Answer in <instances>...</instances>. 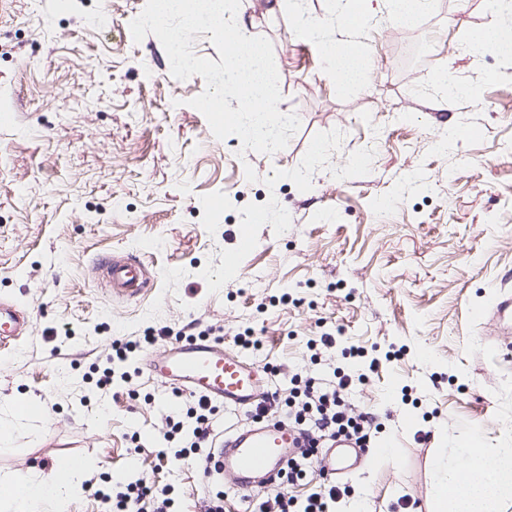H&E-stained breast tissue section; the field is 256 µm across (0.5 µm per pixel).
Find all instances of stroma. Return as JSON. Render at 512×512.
Here are the masks:
<instances>
[{
  "instance_id": "35a3bbf8",
  "label": "stroma",
  "mask_w": 512,
  "mask_h": 512,
  "mask_svg": "<svg viewBox=\"0 0 512 512\" xmlns=\"http://www.w3.org/2000/svg\"><path fill=\"white\" fill-rule=\"evenodd\" d=\"M145 5L0 0V300L32 316L0 352V475L80 458L68 512H99L97 490L138 472L197 512L196 464L157 467L170 389L143 371L97 389L111 341L193 323L229 345L248 330V357L285 389L345 366L310 361L308 341L330 332L370 357L404 351L349 396L381 432L343 512L405 498L434 512L435 455L469 435L512 444V334L483 313L512 294V61L469 51L493 19L486 0H432L410 25L377 0L357 34L370 69L348 90L291 5L241 0L249 35L273 45L278 109L300 119L272 154L213 136L189 104L205 80L173 78L155 35L134 42ZM438 75L479 94L444 102ZM449 123L465 135L442 154ZM112 253L148 266L150 297L112 299L94 269ZM20 401L39 414L15 418Z\"/></svg>"
}]
</instances>
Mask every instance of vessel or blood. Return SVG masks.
I'll list each match as a JSON object with an SVG mask.
<instances>
[{
    "label": "vessel or blood",
    "instance_id": "b4317fda",
    "mask_svg": "<svg viewBox=\"0 0 512 512\" xmlns=\"http://www.w3.org/2000/svg\"><path fill=\"white\" fill-rule=\"evenodd\" d=\"M101 281L118 298H136L149 287L141 261L116 255L101 258ZM32 325L30 313L12 302H0V349H9ZM144 370L162 385L223 403L235 410L255 408L267 392V370L217 341L172 342L165 353H145ZM305 442L298 432L279 423L249 424L211 441L210 452L198 463L202 484L228 475L238 493L268 484L282 473L289 457ZM365 453L353 441L339 439L326 448L321 465L331 476L358 469Z\"/></svg>",
    "mask_w": 512,
    "mask_h": 512
}]
</instances>
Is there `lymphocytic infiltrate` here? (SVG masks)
<instances>
[{"label":"lymphocytic infiltrate","instance_id":"lymphocytic-infiltrate-1","mask_svg":"<svg viewBox=\"0 0 512 512\" xmlns=\"http://www.w3.org/2000/svg\"><path fill=\"white\" fill-rule=\"evenodd\" d=\"M355 380V375L348 373L330 381L297 373L291 378L288 396L271 392L267 403L255 409L253 420L301 427L308 434L309 449L302 459L289 462L286 477L273 498L242 500V512H336L337 504L351 497L353 488L349 482L315 476L314 470L319 466L318 450L326 441L346 436L360 447L372 445L373 415L355 412L347 400ZM177 408V417L169 419L162 434L165 447L157 459L163 465L176 459L202 458L218 412L214 403L195 396L180 400ZM302 482L310 483L311 491L298 499L289 489ZM170 503L167 487L156 485L144 474L124 484L115 494L101 497L102 512H167Z\"/></svg>","mask_w":512,"mask_h":512}]
</instances>
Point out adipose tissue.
<instances>
[{"label": "adipose tissue", "mask_w": 512, "mask_h": 512, "mask_svg": "<svg viewBox=\"0 0 512 512\" xmlns=\"http://www.w3.org/2000/svg\"><path fill=\"white\" fill-rule=\"evenodd\" d=\"M336 23L345 32L331 38L327 27L304 10L296 12L297 31L319 42L331 74L342 87L356 85L365 75L368 59L356 32L371 15V0H338ZM471 49L512 56V0H499L493 21L473 35ZM433 497L437 512H497L512 503V444L502 448L466 445L433 462ZM88 473L79 459L67 463L56 482L35 473L0 475V512H61L66 492L77 488Z\"/></svg>", "instance_id": "ef3b65f1"}]
</instances>
